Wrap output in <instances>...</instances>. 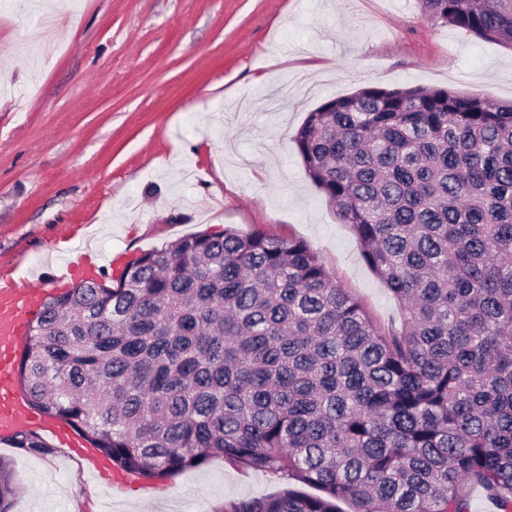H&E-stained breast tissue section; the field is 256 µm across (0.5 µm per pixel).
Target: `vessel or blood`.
<instances>
[{
	"instance_id": "obj_1",
	"label": "vessel or blood",
	"mask_w": 512,
	"mask_h": 512,
	"mask_svg": "<svg viewBox=\"0 0 512 512\" xmlns=\"http://www.w3.org/2000/svg\"><path fill=\"white\" fill-rule=\"evenodd\" d=\"M46 292V284L0 276V437H10L20 427H28L72 448L91 473L106 477L113 472L110 460L86 442L75 439L65 422L27 409L16 394L17 349L39 315Z\"/></svg>"
}]
</instances>
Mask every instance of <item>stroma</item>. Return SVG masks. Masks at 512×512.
<instances>
[{"instance_id": "1", "label": "stroma", "mask_w": 512, "mask_h": 512, "mask_svg": "<svg viewBox=\"0 0 512 512\" xmlns=\"http://www.w3.org/2000/svg\"><path fill=\"white\" fill-rule=\"evenodd\" d=\"M512 101V47L427 18L419 0H0V274L56 271L67 237L114 260L197 232L306 241L372 314L401 320L293 137L360 88ZM13 512H215L280 474L223 458L122 496L69 449L0 438Z\"/></svg>"}]
</instances>
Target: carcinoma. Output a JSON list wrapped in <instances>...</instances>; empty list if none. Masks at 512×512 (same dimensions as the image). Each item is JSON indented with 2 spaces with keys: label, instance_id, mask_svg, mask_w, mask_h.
Instances as JSON below:
<instances>
[{
  "label": "carcinoma",
  "instance_id": "obj_1",
  "mask_svg": "<svg viewBox=\"0 0 512 512\" xmlns=\"http://www.w3.org/2000/svg\"><path fill=\"white\" fill-rule=\"evenodd\" d=\"M419 2L512 47V0ZM293 141L400 325L299 238L199 232L110 287L49 294L17 362L24 401L127 474L219 456L287 481L217 512H471L475 488L512 512V102L364 87ZM15 493L0 462V512Z\"/></svg>",
  "mask_w": 512,
  "mask_h": 512
}]
</instances>
